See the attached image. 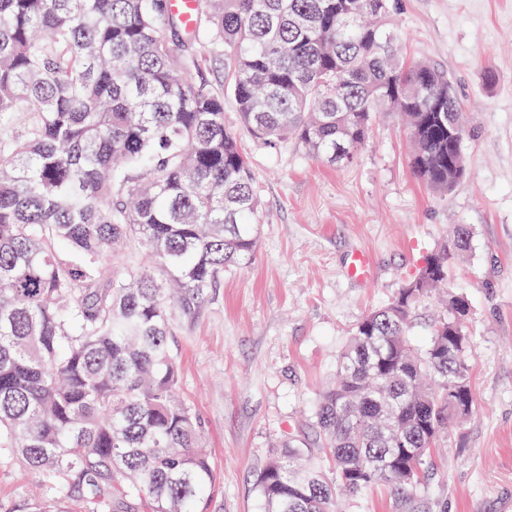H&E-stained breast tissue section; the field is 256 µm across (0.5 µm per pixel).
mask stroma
I'll use <instances>...</instances> for the list:
<instances>
[{
    "label": "stroma",
    "instance_id": "35a3bbf8",
    "mask_svg": "<svg viewBox=\"0 0 512 512\" xmlns=\"http://www.w3.org/2000/svg\"><path fill=\"white\" fill-rule=\"evenodd\" d=\"M392 30L402 57L452 76L468 117L466 172L451 191H431L390 112L343 167L241 133L261 202L256 256L172 324L178 393L216 474L209 512H262L257 473L287 437L331 472L311 417L351 329L461 226L470 243L454 253L447 288L470 305L472 414L435 449L411 505L376 486L336 510L512 512V0H398ZM356 250L373 264L369 283L346 275ZM36 484L1 458L0 512H21Z\"/></svg>",
    "mask_w": 512,
    "mask_h": 512
}]
</instances>
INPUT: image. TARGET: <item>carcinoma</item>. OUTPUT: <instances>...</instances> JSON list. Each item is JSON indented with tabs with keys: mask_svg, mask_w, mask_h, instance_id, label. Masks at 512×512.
Instances as JSON below:
<instances>
[{
	"mask_svg": "<svg viewBox=\"0 0 512 512\" xmlns=\"http://www.w3.org/2000/svg\"><path fill=\"white\" fill-rule=\"evenodd\" d=\"M194 5L188 29L167 0H0V456L38 474L30 512H208L214 469L175 398L169 336L255 258L261 212L224 92L191 80L193 46L224 57L258 141L348 165L385 107L429 189L465 171L464 104L445 70L399 55L396 0ZM468 237L352 329L314 412L333 476L278 443L256 478L264 512H332L378 483L404 503L421 492L437 439L473 407L470 306L448 293L419 352L409 320ZM133 240L154 265L102 273Z\"/></svg>",
	"mask_w": 512,
	"mask_h": 512,
	"instance_id": "cac0c4a2",
	"label": "carcinoma"
}]
</instances>
